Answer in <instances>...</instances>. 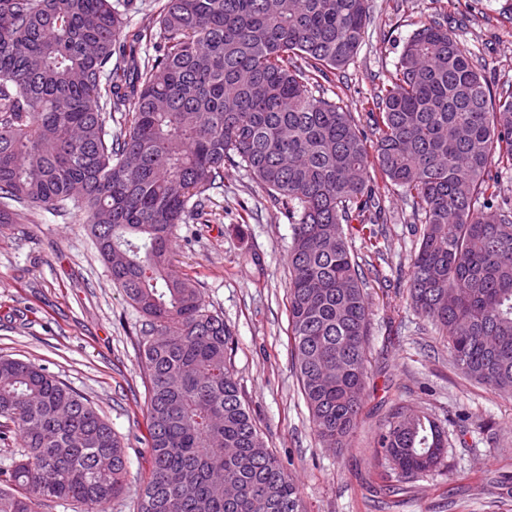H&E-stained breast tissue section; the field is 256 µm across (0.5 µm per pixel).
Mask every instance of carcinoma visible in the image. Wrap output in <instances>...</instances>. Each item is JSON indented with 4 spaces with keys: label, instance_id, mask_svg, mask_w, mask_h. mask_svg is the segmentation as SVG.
Returning <instances> with one entry per match:
<instances>
[{
    "label": "carcinoma",
    "instance_id": "carcinoma-1",
    "mask_svg": "<svg viewBox=\"0 0 512 512\" xmlns=\"http://www.w3.org/2000/svg\"><path fill=\"white\" fill-rule=\"evenodd\" d=\"M369 20L368 0H165L154 32L128 27L112 0H0V224L78 216L145 318L150 468L134 512H303L240 398L224 318L170 271L179 225L226 164L292 221L293 368L320 443L345 447L363 408L371 312L343 225L372 239L387 223L372 170L423 224L413 308L465 376L512 397V90L494 93L455 33L430 23L372 101L370 145L318 95ZM14 437L0 512L47 500L108 512L125 489L109 421L43 366L0 355V443ZM376 445L395 495L448 454L434 421L402 409Z\"/></svg>",
    "mask_w": 512,
    "mask_h": 512
}]
</instances>
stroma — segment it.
I'll use <instances>...</instances> for the list:
<instances>
[{
	"label": "stroma",
	"mask_w": 512,
	"mask_h": 512,
	"mask_svg": "<svg viewBox=\"0 0 512 512\" xmlns=\"http://www.w3.org/2000/svg\"><path fill=\"white\" fill-rule=\"evenodd\" d=\"M370 22L353 60L325 98L370 131L368 104L404 42L423 22L447 20L493 88L512 85V0H369ZM204 213L180 225L172 271L200 288L234 336L241 396L267 447L296 479L305 512H512V397L467 378L445 336L412 308L408 280L421 224L409 198L383 194L385 257L371 261L357 224L345 225L372 312L364 406L347 447L317 441L291 366L288 254L293 228L241 166L206 193ZM143 317L113 282L86 225L37 211L0 226V355L43 365L87 399L128 444L124 493L110 512H133L148 473L147 386L139 359ZM434 420L448 436L437 471L409 483L387 510L393 485L376 438L393 407Z\"/></svg>",
	"instance_id": "1"
}]
</instances>
